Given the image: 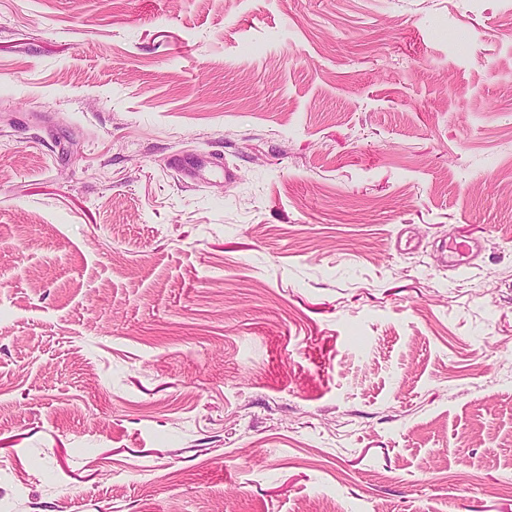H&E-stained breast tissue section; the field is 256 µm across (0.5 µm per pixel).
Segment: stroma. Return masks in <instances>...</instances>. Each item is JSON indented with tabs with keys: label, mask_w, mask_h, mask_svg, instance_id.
<instances>
[{
	"label": "stroma",
	"mask_w": 512,
	"mask_h": 512,
	"mask_svg": "<svg viewBox=\"0 0 512 512\" xmlns=\"http://www.w3.org/2000/svg\"><path fill=\"white\" fill-rule=\"evenodd\" d=\"M326 506L512 512V0H0V512Z\"/></svg>",
	"instance_id": "1"
}]
</instances>
